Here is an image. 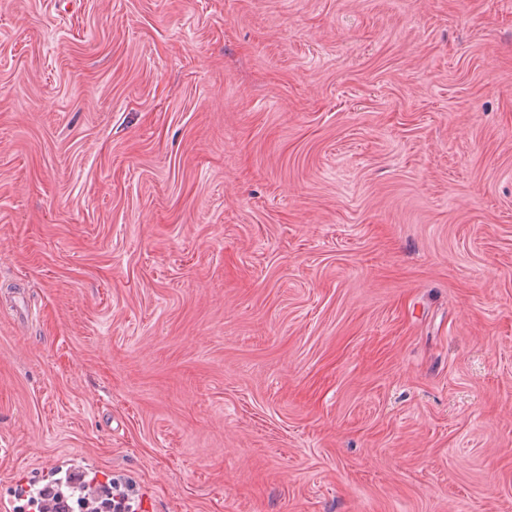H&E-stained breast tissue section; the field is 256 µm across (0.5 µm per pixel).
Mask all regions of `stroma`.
<instances>
[{
	"instance_id": "obj_1",
	"label": "stroma",
	"mask_w": 512,
	"mask_h": 512,
	"mask_svg": "<svg viewBox=\"0 0 512 512\" xmlns=\"http://www.w3.org/2000/svg\"><path fill=\"white\" fill-rule=\"evenodd\" d=\"M512 512V0H0V503ZM85 478V475L70 473L68 475L66 474L64 479L59 478L48 483L45 486V491L47 493L41 497V507L44 512H57L65 506L54 500L53 496L49 492H54V497L60 501L69 500L76 492L79 493L80 489L83 488L84 484L87 482ZM63 487L68 489L70 493L65 492ZM58 512H65V510Z\"/></svg>"
}]
</instances>
